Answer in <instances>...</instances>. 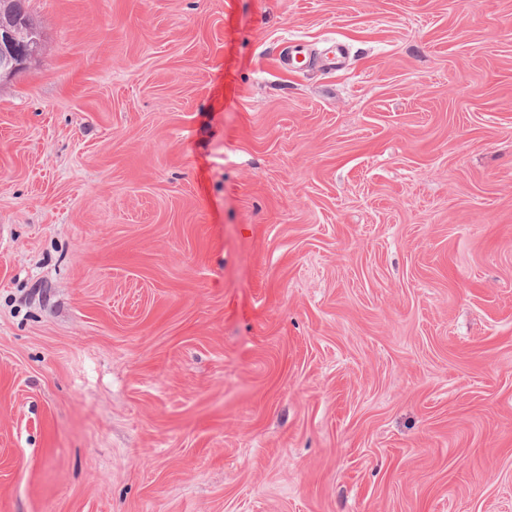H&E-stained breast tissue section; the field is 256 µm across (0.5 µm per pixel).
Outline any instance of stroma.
<instances>
[{
    "instance_id": "1",
    "label": "stroma",
    "mask_w": 512,
    "mask_h": 512,
    "mask_svg": "<svg viewBox=\"0 0 512 512\" xmlns=\"http://www.w3.org/2000/svg\"><path fill=\"white\" fill-rule=\"evenodd\" d=\"M26 6L0 512H512V0Z\"/></svg>"
}]
</instances>
